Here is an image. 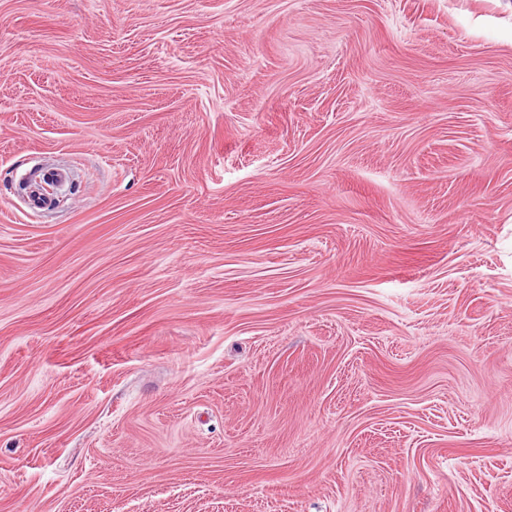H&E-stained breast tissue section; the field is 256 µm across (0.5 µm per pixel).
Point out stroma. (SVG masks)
<instances>
[{"label": "stroma", "mask_w": 512, "mask_h": 512, "mask_svg": "<svg viewBox=\"0 0 512 512\" xmlns=\"http://www.w3.org/2000/svg\"><path fill=\"white\" fill-rule=\"evenodd\" d=\"M0 512H512V0H0Z\"/></svg>", "instance_id": "stroma-1"}]
</instances>
